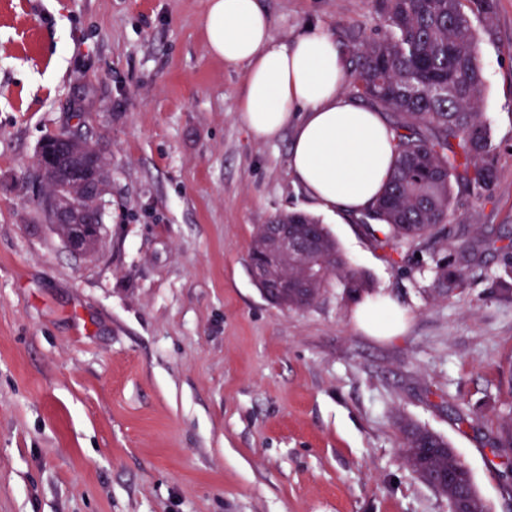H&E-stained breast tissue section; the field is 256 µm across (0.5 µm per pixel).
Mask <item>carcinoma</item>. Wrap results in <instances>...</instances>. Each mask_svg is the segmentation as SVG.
<instances>
[{"label":"carcinoma","mask_w":512,"mask_h":512,"mask_svg":"<svg viewBox=\"0 0 512 512\" xmlns=\"http://www.w3.org/2000/svg\"><path fill=\"white\" fill-rule=\"evenodd\" d=\"M379 14L376 36L355 46L359 62L349 74L355 93L397 115L393 126L395 160L392 174L368 208L369 231L382 246L438 238L475 260L479 248L458 241L446 223L456 203L453 185L465 186L478 200H489L498 169L488 131L480 112L484 78L478 50L481 32L488 30L497 0H375ZM38 170L46 196L66 193L57 157L41 155ZM273 224H301L319 239L316 252L292 253L275 270L304 285L281 293L279 308L302 310L313 306L331 278L343 285L351 301L371 291L365 278L350 269L336 241L313 217L293 211L271 220ZM388 229L384 238L377 233ZM269 225L261 224L252 236L249 260L266 256ZM464 273L436 263V291L451 295L462 289ZM411 422L398 426L401 451L413 475L440 491V472L453 470L460 493L473 487L467 467L454 454L438 455L425 471L415 466L418 432ZM512 452V410L501 418L494 455Z\"/></svg>","instance_id":"1"}]
</instances>
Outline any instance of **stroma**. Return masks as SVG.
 <instances>
[{
	"label": "stroma",
	"instance_id": "1",
	"mask_svg": "<svg viewBox=\"0 0 512 512\" xmlns=\"http://www.w3.org/2000/svg\"><path fill=\"white\" fill-rule=\"evenodd\" d=\"M206 0H0V512H448L409 471L397 424L445 438L489 512H512L491 448L512 391V293L494 251L460 293L434 290L432 241L379 246L288 169L291 131L255 137L245 68L210 56ZM274 38L310 23L346 64L373 0H261ZM512 0L484 34L481 112L499 170L448 226L512 238ZM70 127L104 152L105 244L65 250L31 179ZM307 213L405 314L373 336L329 281L304 311L271 305L248 266L257 225Z\"/></svg>",
	"mask_w": 512,
	"mask_h": 512
}]
</instances>
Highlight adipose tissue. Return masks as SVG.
Instances as JSON below:
<instances>
[{"label":"adipose tissue","instance_id":"adipose-tissue-1","mask_svg":"<svg viewBox=\"0 0 512 512\" xmlns=\"http://www.w3.org/2000/svg\"><path fill=\"white\" fill-rule=\"evenodd\" d=\"M202 26L214 58L246 67L239 111L249 131L272 139L291 130L288 166L324 208H369L393 169V131L379 112L343 93L334 38L309 26L292 41L275 40L260 0H206ZM356 318L389 335L403 320L384 296L361 305Z\"/></svg>","mask_w":512,"mask_h":512}]
</instances>
